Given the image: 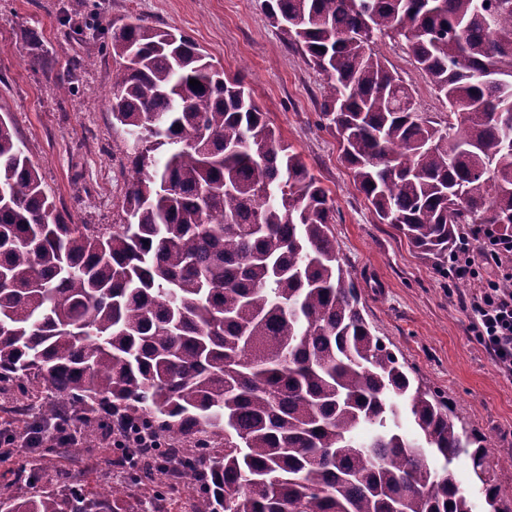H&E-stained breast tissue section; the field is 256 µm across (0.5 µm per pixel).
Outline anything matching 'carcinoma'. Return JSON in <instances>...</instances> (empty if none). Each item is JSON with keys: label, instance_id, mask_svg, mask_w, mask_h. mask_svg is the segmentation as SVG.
Listing matches in <instances>:
<instances>
[{"label": "carcinoma", "instance_id": "carcinoma-1", "mask_svg": "<svg viewBox=\"0 0 512 512\" xmlns=\"http://www.w3.org/2000/svg\"><path fill=\"white\" fill-rule=\"evenodd\" d=\"M326 77L320 120L380 223L445 262L464 224L512 237V0H262ZM403 39L448 103L421 113L376 49ZM112 118L133 137L113 224L57 211L0 117V394L34 427L119 423L158 447L107 458L134 488L82 470L0 512H135L192 492L190 512H486V437L413 386L372 334L336 249V206L269 125L240 74L190 36L112 21ZM200 81L193 87L189 80ZM410 419L417 435L401 432ZM435 451L445 461L430 465ZM39 460L0 474L37 481ZM455 473L461 486L469 493L472 500L477 504V511L484 510L482 505L484 502V493L480 483L472 481L470 475V461L467 456L462 455L459 460L454 463Z\"/></svg>", "mask_w": 512, "mask_h": 512}]
</instances>
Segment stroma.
I'll use <instances>...</instances> for the list:
<instances>
[{
    "label": "stroma",
    "instance_id": "35a3bbf8",
    "mask_svg": "<svg viewBox=\"0 0 512 512\" xmlns=\"http://www.w3.org/2000/svg\"><path fill=\"white\" fill-rule=\"evenodd\" d=\"M130 16L179 29L227 74L244 76L270 125L329 190L336 248L373 333L413 381L486 436L493 458L512 455V373L496 366L466 309L497 269L512 273V253L481 264L477 278L453 279L392 225L378 223L339 159L336 137L320 124L324 74L269 24L261 0H0V116L11 122L58 210L79 224H108L118 212L125 135L112 124V59L88 25L96 17ZM378 49L410 85L419 111L442 117L447 103L405 42L385 38ZM64 70L74 75L67 94L54 80ZM26 433L24 422L0 412V435L14 438L12 463L43 459V483L52 485L56 468L72 462L48 456L57 445L53 429H42L35 446Z\"/></svg>",
    "mask_w": 512,
    "mask_h": 512
}]
</instances>
